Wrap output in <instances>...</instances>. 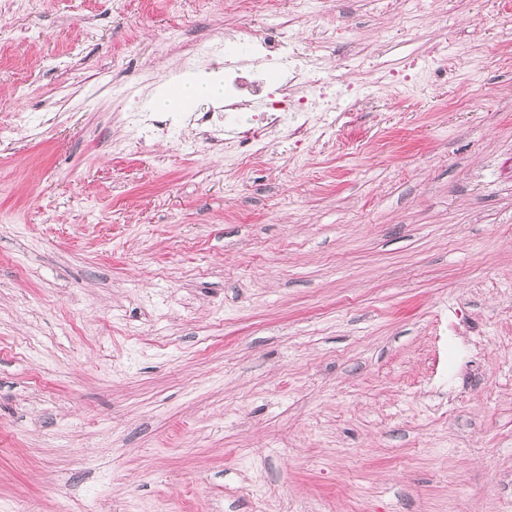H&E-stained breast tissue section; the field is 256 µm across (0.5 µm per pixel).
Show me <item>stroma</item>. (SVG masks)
I'll use <instances>...</instances> for the list:
<instances>
[{
	"mask_svg": "<svg viewBox=\"0 0 512 512\" xmlns=\"http://www.w3.org/2000/svg\"><path fill=\"white\" fill-rule=\"evenodd\" d=\"M245 23L351 123L127 136ZM0 512H512V0H0ZM430 66L428 59L414 57L408 59L400 69H385L380 78L391 84H408L420 79Z\"/></svg>",
	"mask_w": 512,
	"mask_h": 512,
	"instance_id": "stroma-1",
	"label": "stroma"
}]
</instances>
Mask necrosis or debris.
Wrapping results in <instances>:
<instances>
[{"mask_svg": "<svg viewBox=\"0 0 512 512\" xmlns=\"http://www.w3.org/2000/svg\"><path fill=\"white\" fill-rule=\"evenodd\" d=\"M297 47L278 32L256 37L246 25L225 43L222 55L207 58L206 66L224 70V110L203 112L200 120L216 132L230 128L238 147L259 144L272 133L287 132L294 144H301L312 131L314 113L331 112L341 104L357 103L366 97L364 86L348 82L337 71L309 72L298 63ZM291 59L289 83H304L302 94L288 92L267 79L265 64Z\"/></svg>", "mask_w": 512, "mask_h": 512, "instance_id": "1", "label": "necrosis or debris"}]
</instances>
